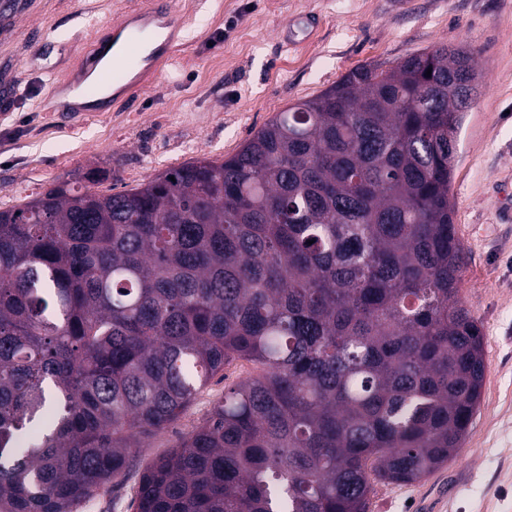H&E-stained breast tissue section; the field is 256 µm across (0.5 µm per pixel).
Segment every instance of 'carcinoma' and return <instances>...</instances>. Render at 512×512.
Instances as JSON below:
<instances>
[{
    "label": "carcinoma",
    "mask_w": 512,
    "mask_h": 512,
    "mask_svg": "<svg viewBox=\"0 0 512 512\" xmlns=\"http://www.w3.org/2000/svg\"><path fill=\"white\" fill-rule=\"evenodd\" d=\"M476 55L362 64L222 162L0 210V512H78L236 360L135 512H368L457 457L487 369L450 199Z\"/></svg>",
    "instance_id": "1"
}]
</instances>
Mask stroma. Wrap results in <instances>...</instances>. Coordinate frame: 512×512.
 Listing matches in <instances>:
<instances>
[{
    "label": "stroma",
    "mask_w": 512,
    "mask_h": 512,
    "mask_svg": "<svg viewBox=\"0 0 512 512\" xmlns=\"http://www.w3.org/2000/svg\"><path fill=\"white\" fill-rule=\"evenodd\" d=\"M136 0H0V209L66 182L128 190L205 156L224 160L266 122L360 64L438 45L477 50L474 102L456 142L450 189L467 252L461 297L484 336L487 372L462 452L411 484H374L368 512H512V0H176L191 25L159 80L134 106L64 121L53 82L76 76L94 26ZM312 14L319 26L282 47L276 33ZM238 360L216 374L166 429L146 439L124 478L80 512H134L141 473L252 374Z\"/></svg>",
    "instance_id": "35a3bbf8"
}]
</instances>
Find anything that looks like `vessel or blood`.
I'll use <instances>...</instances> for the list:
<instances>
[{"label":"vessel or blood","instance_id":"obj_1","mask_svg":"<svg viewBox=\"0 0 512 512\" xmlns=\"http://www.w3.org/2000/svg\"><path fill=\"white\" fill-rule=\"evenodd\" d=\"M183 28L184 19L174 8L173 0H138L119 23L98 35L85 70L93 72L104 59H111L112 70L124 74L117 94L130 99L160 77L165 63L181 45ZM78 84V79L70 78L54 85L52 111L80 117L87 112L107 110L109 103L105 99L84 101L74 96Z\"/></svg>","mask_w":512,"mask_h":512}]
</instances>
